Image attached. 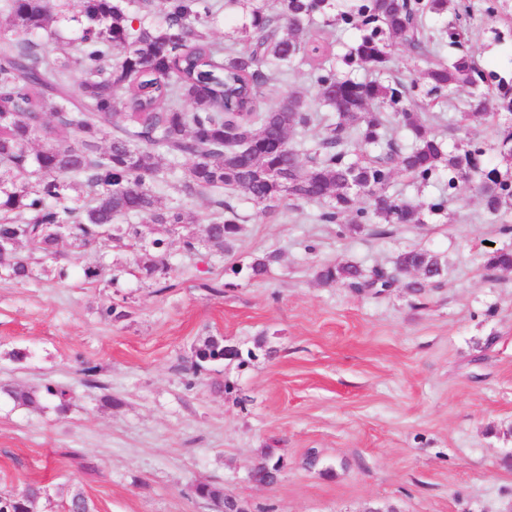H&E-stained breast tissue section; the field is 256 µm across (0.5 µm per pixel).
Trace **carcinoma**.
Returning <instances> with one entry per match:
<instances>
[{
    "label": "carcinoma",
    "mask_w": 512,
    "mask_h": 512,
    "mask_svg": "<svg viewBox=\"0 0 512 512\" xmlns=\"http://www.w3.org/2000/svg\"><path fill=\"white\" fill-rule=\"evenodd\" d=\"M241 0H160L164 22H153V0H81L69 17L70 0H0L10 32L0 30V272L24 283L34 264L54 258L66 230L84 245L107 251L133 249L154 234L153 251L141 255L136 273L155 280L167 273V236L199 224L183 206L160 208L149 185L159 161L186 160L180 188L187 196L217 194L205 237H181L183 251L203 246L222 255L241 232L239 214L218 193L239 192L264 215L285 201L317 202L318 224L340 234L372 224H422L424 213L447 211L448 202L472 192L491 216L512 210V69L479 64L470 38L473 0H265L251 4L243 44L211 40L212 25ZM75 21L67 55L42 34L53 19ZM354 28L355 43L340 55L329 30ZM407 47L428 63L424 85L398 77L395 50ZM292 66H306L318 103L333 117L313 111L290 93L267 100ZM369 68L370 80L355 73ZM468 90L463 106L451 95ZM191 109H186V105ZM461 112L450 122L445 112ZM495 127L500 164H484L483 143L460 137L471 120ZM318 122L310 148L289 134ZM457 139L447 145L437 127ZM44 140L34 150L33 141ZM357 141L362 156L351 157ZM428 187L447 176L439 194L413 205L389 192L396 171ZM29 248L28 253L22 247ZM278 255L248 265L264 277ZM488 265L512 269V249L491 254ZM441 258L424 249L400 252L393 267L365 269L356 263L325 265V285L345 282L380 295L399 287L421 293L444 277ZM241 359L234 345L210 336L194 348V371ZM19 407L52 401L64 413L69 392L3 388ZM274 458L264 455L252 478L273 477ZM44 490L0 494V512H35ZM197 497L224 505V492L210 484ZM64 512H94L79 489Z\"/></svg>",
    "instance_id": "cac0c4a2"
}]
</instances>
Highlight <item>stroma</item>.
Returning <instances> with one entry per match:
<instances>
[{
  "mask_svg": "<svg viewBox=\"0 0 512 512\" xmlns=\"http://www.w3.org/2000/svg\"><path fill=\"white\" fill-rule=\"evenodd\" d=\"M184 168L161 160L159 202L207 217L208 197L180 190ZM232 203V249L189 255L172 235L161 284L132 276L135 252L105 256L71 237L33 279L0 276V386L73 391L63 414L0 399V491L40 484L37 512H63L76 489L96 512H216L195 495L200 483L250 512H512V270L487 265L512 235L478 197L346 236L316 223L314 203L271 216ZM413 248L446 259L439 287L375 296L316 277L324 264L388 266ZM270 252L278 262L249 278ZM99 263L117 281H85L82 266ZM110 304L123 318H101ZM210 336L241 358L193 373ZM16 349L27 358L13 360ZM88 366L92 386L79 374ZM267 453L283 469L261 486L249 472Z\"/></svg>",
  "mask_w": 512,
  "mask_h": 512,
  "instance_id": "1",
  "label": "stroma"
}]
</instances>
